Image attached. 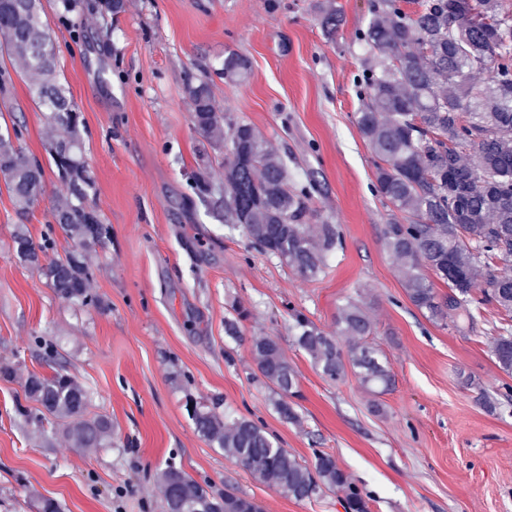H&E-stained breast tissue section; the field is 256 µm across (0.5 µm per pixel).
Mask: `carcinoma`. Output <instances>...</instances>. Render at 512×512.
<instances>
[{
    "label": "carcinoma",
    "instance_id": "cac0c4a2",
    "mask_svg": "<svg viewBox=\"0 0 512 512\" xmlns=\"http://www.w3.org/2000/svg\"><path fill=\"white\" fill-rule=\"evenodd\" d=\"M372 0L371 19L359 39L378 50L383 60L367 68L359 81L361 108L357 127L376 160L375 188L396 212L382 228L388 253L410 302L436 322L458 329L473 325L474 310L492 303L512 314V276L496 272L497 264L512 266V3L509 0ZM341 11L330 2L322 10L321 27L332 38ZM17 61L35 79L40 108L56 133L50 156L69 196L53 210L55 223L88 244V237L105 234L101 214L93 203L95 183L87 168L78 133L74 102L56 76V51L39 0H0V52ZM249 62L234 53L224 58L220 75L238 82ZM475 72L488 80L475 82ZM195 128L220 138L226 116L213 103L208 81L188 82ZM224 142L228 163L224 190L203 179L199 191L217 196L230 223L240 227L251 244L314 279L324 271L328 254L342 245L339 225L306 224L311 184L295 190L283 161L249 123L229 121ZM21 133L0 132V178L17 213L24 216L44 194L42 163L22 150ZM55 243L34 242L20 229L14 236L19 259L33 266L54 291L85 302L90 278L86 255L74 248L43 264ZM433 273L449 289L441 296L428 276ZM336 335L330 336L301 315L295 316L296 340L322 375L343 380L350 367L361 384L381 394L393 377L375 351L359 343L343 350L338 337L362 338L371 322L355 300L341 308ZM252 350L257 374L279 390L274 407L287 422L299 414L290 401L297 385L293 366L276 339L260 336ZM489 352L498 368L512 375V332L493 337ZM26 395L39 405L30 419L51 416L60 421L76 448H96L109 436L103 416L86 413V391L74 379L56 374L33 375ZM198 433L261 483L296 500L323 490L346 491L349 512H368V502L330 455L319 452L313 466L301 463L256 422L193 407ZM177 468L161 473L166 512L178 504L202 501L224 504V512H262L254 499L224 491L214 495L184 477L179 499L171 484Z\"/></svg>",
    "mask_w": 512,
    "mask_h": 512
}]
</instances>
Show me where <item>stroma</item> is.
<instances>
[{
  "label": "stroma",
  "mask_w": 512,
  "mask_h": 512,
  "mask_svg": "<svg viewBox=\"0 0 512 512\" xmlns=\"http://www.w3.org/2000/svg\"><path fill=\"white\" fill-rule=\"evenodd\" d=\"M324 2L126 0L115 18L98 0L66 16L59 0H41L106 227L84 250L85 304L15 253L20 223L34 241L52 235L56 255L73 241L52 222L68 187L34 81L0 54L12 77L0 131L21 129L45 182L23 222L0 182V512H38L46 498L62 512H165L170 465L263 512H345L340 492L298 501L259 482L197 432L194 406L255 421L305 464L330 454L370 512H512V401L502 396L512 377L488 352L503 315L482 306L473 329L459 331L407 298L381 238L392 212L373 190L374 156L355 122L356 80L381 59L358 39L370 0H335L343 21L332 39ZM231 53L250 70L230 85L219 71ZM203 76L217 109L253 125L292 183H319L308 221L339 225L343 246L317 279L254 248L199 194L195 176L224 182V152L195 129L184 96ZM351 298L395 379L375 399L355 373L325 379L295 339V315L332 334ZM258 336L274 337L297 372L298 422L280 418L275 388L256 375ZM55 373L86 389L87 414L110 422L100 447H73L53 421L24 416L36 407L28 379Z\"/></svg>",
  "instance_id": "obj_1"
}]
</instances>
